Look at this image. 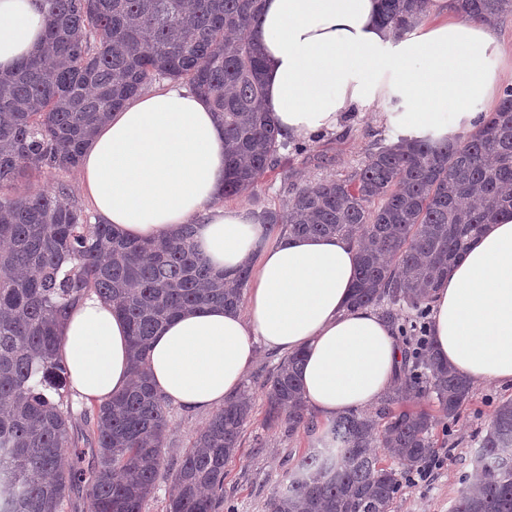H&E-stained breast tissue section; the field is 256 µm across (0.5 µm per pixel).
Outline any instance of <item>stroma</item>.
<instances>
[{
	"instance_id": "obj_1",
	"label": "stroma",
	"mask_w": 512,
	"mask_h": 512,
	"mask_svg": "<svg viewBox=\"0 0 512 512\" xmlns=\"http://www.w3.org/2000/svg\"><path fill=\"white\" fill-rule=\"evenodd\" d=\"M381 103L359 106L345 113L332 133H317L303 142V151H282L278 166L267 170L249 193L234 197V204L256 212H285L296 186L324 178H344L366 160L374 145L396 137L392 125L381 119ZM512 399V386L474 382L472 398L455 422L436 437L439 455L448 468L428 481L410 484L397 497L392 512H449L463 485L462 476L474 465L477 440L484 435L496 407ZM205 413L174 408L166 443L165 468L145 512H166V502L180 458L196 432L208 421ZM323 435L322 427L288 433L286 426L268 425L262 403H255L236 454L224 467V502L234 512H267L266 504L280 481L308 448Z\"/></svg>"
}]
</instances>
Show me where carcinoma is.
Returning a JSON list of instances; mask_svg holds the SVG:
<instances>
[{"label":"carcinoma","instance_id":"obj_1","mask_svg":"<svg viewBox=\"0 0 512 512\" xmlns=\"http://www.w3.org/2000/svg\"><path fill=\"white\" fill-rule=\"evenodd\" d=\"M44 42L0 73V189L43 168L76 170L96 129L154 81H182L224 125V196L252 190L289 141L264 110L258 48L261 0H41ZM429 0H384L381 23L406 30ZM473 19L512 15V0H461ZM58 193H0V512H63L74 486L90 485L87 512H144L164 468L170 403L150 385L145 360L157 330L179 313L244 300L251 264L216 275L192 227L138 239L91 221ZM512 216V87L473 132L375 147L345 179L295 188L283 213L260 215L266 234L357 242L354 307L381 306L405 340V386L370 412L330 422L267 502V512H391L404 477L434 452L472 397V382L434 352L429 297L486 224ZM125 317L134 378L93 408L94 465L64 468L73 421L64 406L62 324L88 293ZM404 305L405 318L393 312ZM302 353L266 376L269 424L311 430L297 378ZM419 389L436 409L415 410ZM254 403L250 389L217 409L179 464L167 512H219L224 465ZM390 454L384 465L377 449ZM451 512H512V399L499 404L477 465Z\"/></svg>","mask_w":512,"mask_h":512}]
</instances>
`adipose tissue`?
I'll return each mask as SVG.
<instances>
[{
	"mask_svg": "<svg viewBox=\"0 0 512 512\" xmlns=\"http://www.w3.org/2000/svg\"><path fill=\"white\" fill-rule=\"evenodd\" d=\"M258 43L265 107L289 138L335 131L342 115L381 102L399 137L451 138L475 129L512 85V46L494 21L457 0H429L397 33L381 0H262ZM40 0H0V69L39 48ZM82 186L100 219L159 239L192 225L214 273L233 278L255 258L246 311H187L150 342L155 392L188 412L223 406L256 358L257 344L303 352L306 403L323 421L365 408L393 388L402 362L392 326L350 304L358 248L340 236L283 232L265 244L256 215L224 202V128L209 103L170 83L112 114L87 146ZM435 353L467 379L512 385V217L486 225L430 298ZM72 391L99 403L131 379L123 317L85 296L63 330Z\"/></svg>",
	"mask_w": 512,
	"mask_h": 512,
	"instance_id": "adipose-tissue-1",
	"label": "adipose tissue"
}]
</instances>
